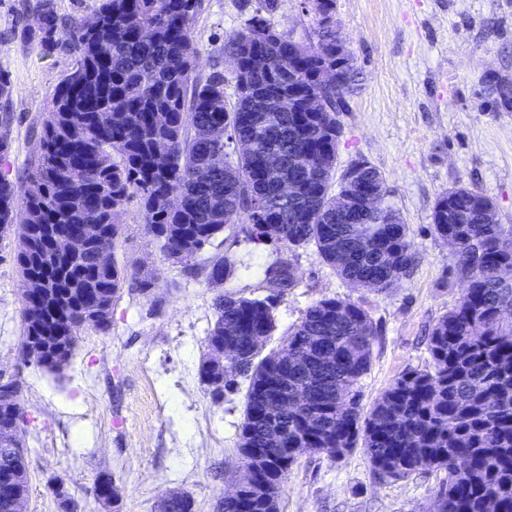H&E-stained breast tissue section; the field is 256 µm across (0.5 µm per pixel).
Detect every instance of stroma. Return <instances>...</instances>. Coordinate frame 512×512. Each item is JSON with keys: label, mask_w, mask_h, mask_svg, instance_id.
<instances>
[{"label": "stroma", "mask_w": 512, "mask_h": 512, "mask_svg": "<svg viewBox=\"0 0 512 512\" xmlns=\"http://www.w3.org/2000/svg\"><path fill=\"white\" fill-rule=\"evenodd\" d=\"M38 0H0V71L16 93L0 101V131L10 149L0 174L23 180L36 157L45 106L75 57L62 45L43 55L30 38ZM260 0H199L193 23L195 75L218 71L233 84L224 45ZM271 24L284 36L310 41L316 21L301 0H279ZM334 26L354 57L356 90L341 113L344 136L337 167L363 159L387 179L418 259L413 275L392 292L357 288L323 263L315 250L290 258L299 285L275 303L277 330L266 350L283 346L289 328L325 297L362 303L378 325L371 368L360 390L370 406L406 370L429 361L427 336L464 292L453 275V250L432 231L439 195L456 185L489 195L503 227H512V112H493L482 80L492 69L512 72V0H336ZM123 235L118 260L149 269L151 297L124 294L112 328L81 332L71 362L53 373L18 356L22 334L14 234H0V369L26 382L30 478L28 512H60L50 486L63 484L85 512H106L92 495L95 478L110 473L122 490L120 512H157L179 488L194 512H214L242 470L238 424L244 390L214 402L198 375L218 291L263 298L270 288L256 265L274 246L250 255L239 223L227 225L224 253L251 271L221 287L190 279L164 260L143 230L138 198L117 217ZM441 474L426 470L392 481L377 478L362 450L337 462L303 454L280 494V512H433Z\"/></svg>", "instance_id": "35a3bbf8"}]
</instances>
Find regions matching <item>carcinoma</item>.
<instances>
[{
	"label": "carcinoma",
	"instance_id": "cac0c4a2",
	"mask_svg": "<svg viewBox=\"0 0 512 512\" xmlns=\"http://www.w3.org/2000/svg\"><path fill=\"white\" fill-rule=\"evenodd\" d=\"M40 8L47 24L32 37L49 53L66 34L77 76L67 72L53 90L31 175L21 182L0 176V232L17 235L20 272L42 280L51 293L39 316L21 302L19 353L46 340L41 367L59 371L83 329L110 330L112 307L124 292L152 296L157 278L137 273L135 262L98 260L100 251L114 252L122 236L117 217L135 195L163 257L209 283L250 269L219 248L194 262L232 215L245 217L241 232L254 248L270 241L291 253L313 247L358 288L382 294L412 275L414 242L377 168L366 170L378 193L373 206L350 214L336 203L358 162L336 174L343 134L336 117L354 91L356 68L348 83L315 85L319 68L336 63L330 53L335 29H316L310 48L317 56L301 68L288 54V38L271 23L261 16L247 21L225 43L239 59L229 104L222 73L193 76L198 0H100L95 31L61 18L52 0ZM143 28L152 31L151 40L141 39ZM291 84L319 92L318 111L275 108ZM101 112L114 119L108 138L95 131ZM214 126L242 149L228 152L226 141L210 140ZM309 153L315 166L304 170ZM290 177L299 188L285 199L279 188ZM172 193L182 198L177 209L169 205ZM91 220L100 226L94 242L64 257L48 251L49 228ZM432 226L437 237L456 242L454 275L467 288L431 329V366L394 379L368 412L359 385L371 366L377 324L360 303L315 301L294 325L286 350L262 357L259 341L277 326L272 304L236 292L214 297L199 377L215 400L235 391L237 380L218 379L223 367L213 352L221 344L224 359L237 363L238 376L248 381L238 448L246 462L243 497L224 502L221 512H279L298 448L334 462L360 448L380 478L440 471V512H512V317H504L512 310V288L503 286L512 282V231L498 224L492 198L467 186L437 198ZM343 251L350 259L340 264ZM262 272L281 295L298 286L286 257L263 264ZM228 326L230 336L224 335ZM301 349L309 358L283 360ZM23 388L15 375L0 382L1 425L23 410ZM297 391L313 392L314 402L292 404L287 395ZM19 446V436L0 438V470L16 469L27 490L28 464ZM258 457V469L248 466ZM93 490L96 500L117 507L121 489L112 478L99 475ZM52 492L62 512H78L62 485H52Z\"/></svg>",
	"mask_w": 512,
	"mask_h": 512
}]
</instances>
